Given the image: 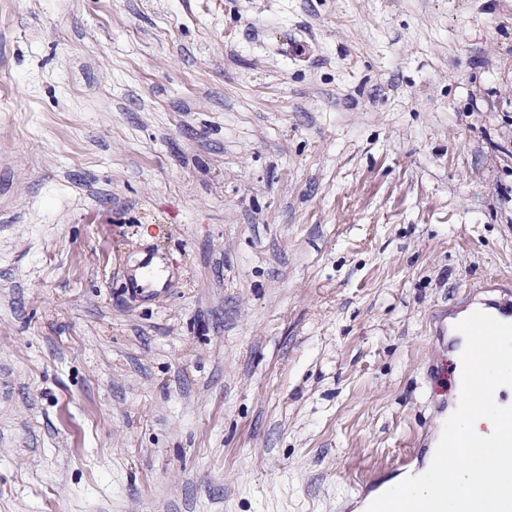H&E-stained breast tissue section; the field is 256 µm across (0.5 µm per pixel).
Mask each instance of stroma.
<instances>
[{
    "mask_svg": "<svg viewBox=\"0 0 512 512\" xmlns=\"http://www.w3.org/2000/svg\"><path fill=\"white\" fill-rule=\"evenodd\" d=\"M486 290L512 0H0V512H356Z\"/></svg>",
    "mask_w": 512,
    "mask_h": 512,
    "instance_id": "stroma-1",
    "label": "stroma"
}]
</instances>
